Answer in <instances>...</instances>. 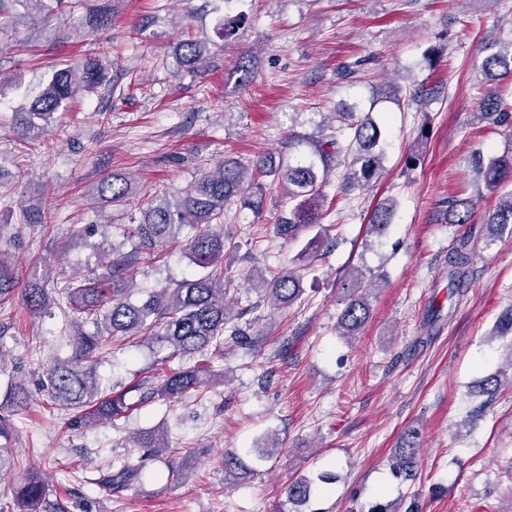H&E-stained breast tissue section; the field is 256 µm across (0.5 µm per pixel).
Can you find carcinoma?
<instances>
[{
    "label": "carcinoma",
    "instance_id": "obj_1",
    "mask_svg": "<svg viewBox=\"0 0 512 512\" xmlns=\"http://www.w3.org/2000/svg\"><path fill=\"white\" fill-rule=\"evenodd\" d=\"M110 0L91 12L88 26L101 30L113 21L116 7ZM20 7L23 13L15 12ZM68 7V0H0V24L7 25L19 16L39 24ZM210 59L206 44L187 38L179 44L178 60L195 71ZM102 64L88 63L83 67L68 65L54 71L51 79L30 106L20 112L21 134L30 142L41 140L45 126L54 114L66 107L80 92L97 87L103 80ZM483 70L494 79L512 78V49L487 57ZM484 113L499 122L512 120V105L491 95L484 100ZM338 125L330 133L320 135L294 133L290 145H305L311 157L300 158L286 165L270 158L259 157L244 163L228 159L214 172H208L171 202L151 199L144 211L142 222L133 224L127 237L135 240V250L113 258L102 273H93L63 288L68 302L75 304L85 315V322L93 331H77L75 355L70 360L50 364L46 372V392L51 404L62 409H90L85 415L89 423H109L121 415L127 405L120 396L101 392L96 366L106 358L105 338L109 336H146L160 347L169 350L170 358H191L208 349L224 350V336L228 335L244 344L251 343L236 324L238 315L225 304L228 288L224 284V232L219 228L224 207L238 202L245 208L260 209L265 189L261 179L271 177L287 186L288 215L274 224L276 235L295 240L317 224V215L327 202L324 188L331 173L343 166V186L369 188L383 170V132L373 118V112L357 111L335 113ZM478 177L491 191L506 190L495 209L488 213L484 223L489 230L512 224V152L475 162ZM132 187L121 176L103 179L97 192L114 206L122 204ZM394 204L388 200L374 209L371 230L382 231L390 224ZM456 223L471 220L469 202L454 200L450 204ZM51 204L42 202L29 209L33 224H48ZM188 227L193 235L181 239L180 231ZM185 245L193 260L209 272L201 277L185 279L173 288L152 292L140 305L126 297V290L116 288L122 271L129 263L145 256L155 257L167 249ZM474 260L469 242L457 246L448 254V281L451 285L463 282ZM257 279L275 308L291 306L303 294V275L292 270H269L257 273ZM15 278L9 268L0 264V301H8L14 292ZM28 310L40 314L49 309V293L37 286L24 294ZM369 304L364 296L353 295L342 309L338 325L342 335H355L368 320ZM509 370L488 375L478 384L479 392L492 400L502 386L512 387V347L509 348ZM204 366L171 369L164 366L154 373L156 383L144 386V396L161 395L172 399L192 393H201L204 384ZM28 406V392L22 385H14L7 404L0 405V472L11 465L12 415ZM417 432L412 430L403 444L395 449L392 464L397 477L403 480L417 478ZM224 476L233 481L243 471L242 459L235 448L221 450ZM146 467V458L126 456L119 467L105 472L104 480L112 492L120 493L138 481ZM51 490L38 472L23 474L21 481L12 486L11 502L0 504V512H67V505L57 498L49 500ZM286 498L292 505H303L311 494L310 480L300 477L286 487Z\"/></svg>",
    "mask_w": 512,
    "mask_h": 512
}]
</instances>
